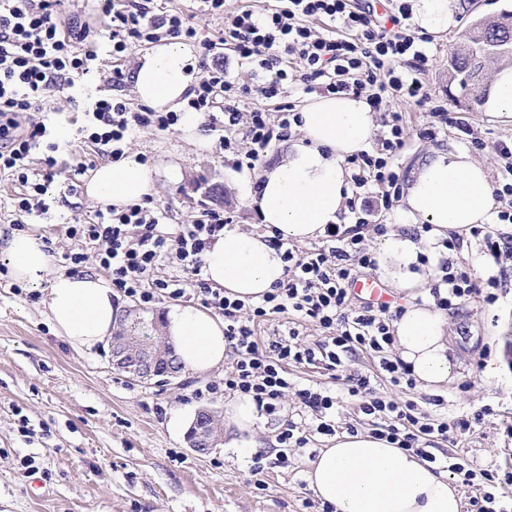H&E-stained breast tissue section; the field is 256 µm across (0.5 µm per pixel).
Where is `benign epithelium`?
I'll return each instance as SVG.
<instances>
[{
    "instance_id": "benign-epithelium-1",
    "label": "benign epithelium",
    "mask_w": 512,
    "mask_h": 512,
    "mask_svg": "<svg viewBox=\"0 0 512 512\" xmlns=\"http://www.w3.org/2000/svg\"><path fill=\"white\" fill-rule=\"evenodd\" d=\"M112 365L120 371L140 379L151 380L161 371L175 373L173 356L164 344H155L140 336L126 333L110 340ZM217 432V418L206 410L197 412L189 431V445L204 453L211 446Z\"/></svg>"
}]
</instances>
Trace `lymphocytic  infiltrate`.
Listing matches in <instances>:
<instances>
[{
  "label": "lymphocytic infiltrate",
  "mask_w": 512,
  "mask_h": 512,
  "mask_svg": "<svg viewBox=\"0 0 512 512\" xmlns=\"http://www.w3.org/2000/svg\"><path fill=\"white\" fill-rule=\"evenodd\" d=\"M63 0H0V176L11 182L13 223L21 227L46 215L48 200L58 175V143L47 142L50 119L48 97H69L77 78L92 72L99 50H106L112 68L110 86H122L123 60L138 46L165 37L195 42L202 59L213 57L217 45H230L238 60L249 65L254 85L232 80L221 66L206 68L199 83L187 93L188 109L203 113L220 127L219 147L235 155L237 167L253 168L272 142L286 139L298 116L294 105L281 102L286 84L300 80L307 91L324 96L365 97L373 111H388L386 132L375 150L355 155L350 165L351 190L360 196L374 189L383 208H392L401 193L396 160L406 145L407 128L392 102L428 104L430 94L417 77L429 58L423 36L408 24L409 11L402 0H385L360 8L353 0H267L261 10L248 7L232 14L224 35L214 41L200 37L197 16L225 13V0H197L188 13L165 6L163 0H95L94 20L73 26L62 17ZM276 102L268 110V102ZM249 111H242V104ZM41 113L28 124L21 113ZM174 112H157L131 106L120 96L106 95L94 102L92 116L78 128L73 141L77 158L73 175H84L86 150L119 157L139 130H173ZM45 145L37 153V145ZM166 210L135 205L118 209L97 207L82 223L70 225V236L92 244L93 253L69 252L73 267L95 260L112 275V286L141 305L163 298L192 297L224 318V337L233 362L220 381L227 393L252 396L259 409L282 420L284 400L295 392L301 406L316 421L324 436L336 429L328 420L338 404L335 392L308 385L297 387L288 376L290 365L322 364L331 372L345 367L350 354H373L392 394L376 391L368 376H347L350 396L360 411L375 421V436L414 452L462 484L477 487L471 512H512V471L485 468L463 454L435 453L434 441H448L469 430V419L448 421L401 400L400 390L415 388L407 366L394 356L393 322L397 312L389 306H351L350 282L362 271L374 269L376 258L362 245L359 235L344 236L339 225L325 229L321 246L302 251L285 247L283 259L288 279L257 302L232 299L223 289L202 277V255L224 229L231 214L206 211L195 219L168 227ZM178 272L153 277V270L169 258ZM439 276L431 290L436 305L452 310L472 296L486 303L497 299V278L479 282L469 269L441 260ZM292 314L312 323L318 340H304L294 326L274 329L259 342L257 327L277 314ZM282 444L304 445L303 426L282 420Z\"/></svg>",
  "instance_id": "lymphocytic-infiltrate-1"
}]
</instances>
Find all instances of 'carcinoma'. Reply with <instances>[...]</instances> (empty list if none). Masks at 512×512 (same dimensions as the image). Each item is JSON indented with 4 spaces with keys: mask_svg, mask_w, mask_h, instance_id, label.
Here are the masks:
<instances>
[{
    "mask_svg": "<svg viewBox=\"0 0 512 512\" xmlns=\"http://www.w3.org/2000/svg\"><path fill=\"white\" fill-rule=\"evenodd\" d=\"M459 40L463 48L450 56L449 82L459 86L462 102L475 103L481 94L485 62H512V15L492 23L475 20L461 31Z\"/></svg>",
    "mask_w": 512,
    "mask_h": 512,
    "instance_id": "1",
    "label": "carcinoma"
}]
</instances>
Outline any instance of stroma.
Masks as SVG:
<instances>
[{"mask_svg":"<svg viewBox=\"0 0 512 512\" xmlns=\"http://www.w3.org/2000/svg\"><path fill=\"white\" fill-rule=\"evenodd\" d=\"M512 11V0H473L470 10L455 9V27L430 37L429 62L420 78L433 103L449 107L465 123L471 139L484 142L473 150L470 141L448 129L437 140L424 137L430 120L425 108L395 103L408 131L397 158L402 181H410L423 158L433 151L473 153L484 163L490 180L504 172L505 162L494 150L496 143L512 142V120L451 100L448 95V57L458 36L470 22L495 21ZM103 77L79 79L76 103L63 107L51 120L56 128L75 133L94 101L111 94ZM207 148H199L180 132H136L131 150L142 153L156 168L155 203L168 208L177 221L214 209L235 215V230L255 232L260 220L244 198L243 187L255 182L259 171L240 169L232 154L219 148V133L207 130ZM179 164L183 177L170 180L169 164ZM224 187L222 200H213L209 187ZM96 209L86 192L70 194L58 184L47 215L31 225L52 250L53 266L65 270L63 255L85 250L70 237L67 227L75 213ZM474 270L477 277H496L499 299L489 305L474 297L448 313L449 355L455 377L443 393L444 403L431 406L426 391L416 388L407 399L435 416L455 419L489 407V415L470 431L445 442L448 452L467 453L484 466L512 468V254L492 260L484 253L482 236L462 241L452 251L429 254L428 267L440 258ZM0 255V512H316L315 494L306 481L309 463L328 444L327 436L308 433L304 447L278 441L280 422L265 420L257 432L265 443L268 463L261 475L250 469L251 452L229 447L235 434L222 415L229 397L208 393L223 378V369L194 374L180 372L170 383L140 382L112 366L109 347L86 352L73 349L58 336L49 320L43 298L47 282L12 288ZM297 382L329 386L342 400L334 416L337 432L355 428L368 433L370 417L345 397V382L331 372L308 365L290 370ZM467 391H459V384ZM219 414L222 442L209 453L189 447L186 432L197 409ZM27 418L30 434H22L20 418ZM287 455L288 467L275 460ZM35 459L26 470L24 457Z\"/></svg>","mask_w":512,"mask_h":512,"instance_id":"1","label":"stroma"}]
</instances>
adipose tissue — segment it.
<instances>
[{"label": "adipose tissue", "mask_w": 512, "mask_h": 512, "mask_svg": "<svg viewBox=\"0 0 512 512\" xmlns=\"http://www.w3.org/2000/svg\"><path fill=\"white\" fill-rule=\"evenodd\" d=\"M198 68L194 48L164 39L138 58L132 75L138 101L154 110L180 111L179 129L203 142V116L183 111L185 94ZM298 137L285 140L280 158L262 169L246 199L264 226L260 233L225 232L203 256L205 279L228 296L258 301L284 282L286 264L269 244L274 235L304 242L323 235L340 221L350 196L348 160L369 150L376 115L365 99L350 95L315 96L300 109ZM88 196L104 205L125 208L154 196L150 162L140 153L92 171ZM495 198L485 166L463 152L437 151L418 167L403 202L407 225H430L425 239L396 234L380 254L383 271L399 287L415 290L421 274L411 272L423 249H440L449 232L468 233L473 225L492 223ZM13 278L22 283L48 280L44 303L58 336L73 348L89 351L111 338L120 315L112 281L90 270L70 275L53 271L42 237L15 232L0 245ZM401 360L418 384L437 391L451 379L448 317L434 303L408 304L394 323ZM166 334L183 369L206 372L223 365L227 353L224 323L193 305L170 313ZM251 396H239L227 411L237 435L233 448H254L263 422ZM310 489L335 512H462L463 495L447 474L433 472L420 457L370 434L344 433L322 449L307 473Z\"/></svg>", "instance_id": "ef3b65f1"}]
</instances>
